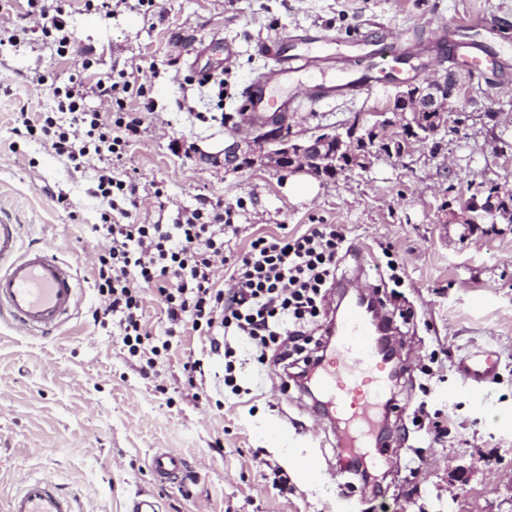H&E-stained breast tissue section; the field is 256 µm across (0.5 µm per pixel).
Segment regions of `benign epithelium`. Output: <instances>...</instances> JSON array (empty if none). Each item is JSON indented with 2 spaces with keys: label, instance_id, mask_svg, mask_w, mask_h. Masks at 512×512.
<instances>
[{
  "label": "benign epithelium",
  "instance_id": "7a95c632",
  "mask_svg": "<svg viewBox=\"0 0 512 512\" xmlns=\"http://www.w3.org/2000/svg\"><path fill=\"white\" fill-rule=\"evenodd\" d=\"M460 90V85L448 73L427 85L403 83L399 85L400 107L388 104L377 113L378 119L371 124H354L345 132L334 134H310L293 131L287 114L276 115L261 124L246 125L230 117L233 128L246 131L251 136L247 146L234 141L224 146V151L205 160L212 164L224 163L234 169L273 166L291 173H304L316 179L336 180V163L348 162L351 169H367L377 153L360 148V143L371 139L382 145L390 156L401 157L409 145L394 135L397 130L416 133V139L425 140L449 123L459 124L448 109V100ZM512 196V191L496 190L491 197L476 194L466 203L464 210L473 213L465 223L476 222L474 214L487 216L491 223L501 217L512 221V208L500 207L499 201Z\"/></svg>",
  "mask_w": 512,
  "mask_h": 512
}]
</instances>
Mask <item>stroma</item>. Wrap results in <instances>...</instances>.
Listing matches in <instances>:
<instances>
[{
  "label": "stroma",
  "instance_id": "obj_1",
  "mask_svg": "<svg viewBox=\"0 0 512 512\" xmlns=\"http://www.w3.org/2000/svg\"><path fill=\"white\" fill-rule=\"evenodd\" d=\"M484 14L499 24L478 35L495 53L483 72L450 67L428 44L439 28L456 40ZM68 22L75 45L61 56L37 29L28 0L0 6V25L18 35L0 46V221L20 225L24 246L69 262L83 286L59 331L30 336L0 323V512L32 475L75 494L80 512H133L140 494L154 497L160 512H512V223L467 237L458 222L459 202L476 191L512 190V0H159L147 15L75 9ZM385 25L402 38L416 30L426 39L405 80L422 84L455 70L462 91L450 108L460 126L404 157L382 155L368 170L318 183L308 200L290 193L286 173L198 162L197 153L220 152L229 139L221 116L238 113L243 86L263 67L259 42L323 28L357 43L377 38ZM225 40L237 54L223 64L214 47ZM203 70L223 71V104L198 84ZM122 71L157 105L114 170L137 185L133 222L170 224L185 210L239 208L237 233L224 236L230 259L258 235H292L311 224L343 228L353 249L343 276L356 287H378L405 368L392 385L400 407L384 422L390 438L380 494L342 469L336 431L311 398L242 341L230 342L238 391L225 387L224 359L216 356L205 397L193 399L183 365L198 355L200 339L190 330L167 337L156 288L142 290L148 331L170 341L156 378L143 377L112 327L95 324L104 299L93 263L108 246L97 229L107 205L90 193L95 172L14 129L22 118L55 111L52 86ZM305 83L293 79L288 92L299 102L293 124L309 133L368 122L398 89L391 80L368 95L314 101L304 97ZM62 193L69 207L58 204ZM385 245L403 268L395 305L377 266ZM477 353L492 354L497 367L473 394L461 388V369ZM455 386L459 395L448 398ZM423 400L448 428L431 447L413 424ZM217 441L222 451H214ZM159 449L184 460L178 480L151 473ZM309 457L321 463L311 479L293 466ZM277 466L288 491L275 483Z\"/></svg>",
  "mask_w": 512,
  "mask_h": 512
}]
</instances>
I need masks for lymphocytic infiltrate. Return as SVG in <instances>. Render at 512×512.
Returning a JSON list of instances; mask_svg holds the SVG:
<instances>
[{"mask_svg":"<svg viewBox=\"0 0 512 512\" xmlns=\"http://www.w3.org/2000/svg\"><path fill=\"white\" fill-rule=\"evenodd\" d=\"M132 87L126 77L107 78L86 86L71 80L54 87L60 112L68 124L45 117L41 140L76 166L96 165V197L109 209L101 215L99 230L111 242L98 255L93 269L100 293L106 295L105 315L119 328L130 357L153 369L160 355L142 325L140 290L154 286L166 307L168 335L189 329L204 336L211 351L222 338L239 336L255 349L277 350L278 361L300 357L293 374L299 389H306L310 373L329 347L327 334L312 337L305 326L320 316L329 288L337 278L349 248L343 230L316 224L306 232L288 236H259L234 265L232 288L219 286L217 269L224 260V232L234 229L233 209L200 208L179 214L172 224H130L127 210L117 202L134 196V184L114 177L110 161L121 158L142 125V115L154 111L144 98L139 111L125 109ZM97 95L106 106L88 112L84 101Z\"/></svg>","mask_w":512,"mask_h":512,"instance_id":"f902f5d3","label":"lymphocytic infiltrate"}]
</instances>
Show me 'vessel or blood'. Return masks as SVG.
<instances>
[{"label":"vessel or blood","mask_w":512,"mask_h":512,"mask_svg":"<svg viewBox=\"0 0 512 512\" xmlns=\"http://www.w3.org/2000/svg\"><path fill=\"white\" fill-rule=\"evenodd\" d=\"M463 61L480 67L488 59L481 43L455 45ZM258 51L266 64L242 90L241 112L246 122L257 123L277 112H290L295 100L282 88L298 73L323 72L311 80L310 97L364 95L375 90L372 76L358 72V60L375 66L402 63L415 48L399 44L392 31L372 43L339 47L333 39L313 30L288 34L263 42ZM80 284L72 265L45 249L23 248L18 225L0 222V313L30 334L48 335L67 323L76 308ZM385 325L360 303L349 304L329 326V349L313 377V387L331 410L338 452H368L374 432L386 409L387 358L381 338ZM496 362L484 357L466 367L463 379L475 386L494 372ZM180 457L158 452L150 459L154 476L177 478ZM74 497L63 494L45 478H30L16 492L9 512H77Z\"/></svg>","instance_id":"b4317fda"}]
</instances>
